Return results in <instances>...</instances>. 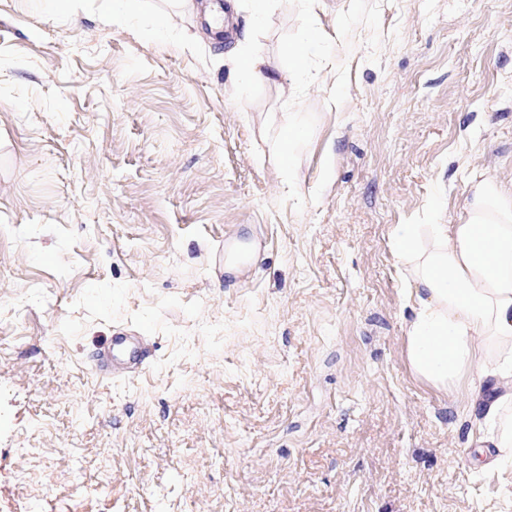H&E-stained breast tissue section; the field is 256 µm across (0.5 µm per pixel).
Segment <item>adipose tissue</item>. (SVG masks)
Listing matches in <instances>:
<instances>
[{
    "label": "adipose tissue",
    "mask_w": 512,
    "mask_h": 512,
    "mask_svg": "<svg viewBox=\"0 0 512 512\" xmlns=\"http://www.w3.org/2000/svg\"><path fill=\"white\" fill-rule=\"evenodd\" d=\"M392 249L407 271L414 311L405 328L406 360L426 385L445 390L467 374L491 380L483 424L497 455L512 454V195L492 178L473 177L454 224H396Z\"/></svg>",
    "instance_id": "obj_1"
}]
</instances>
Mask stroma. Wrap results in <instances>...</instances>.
Returning <instances> with one entry per match:
<instances>
[{"instance_id":"obj_1","label":"stroma","mask_w":512,"mask_h":512,"mask_svg":"<svg viewBox=\"0 0 512 512\" xmlns=\"http://www.w3.org/2000/svg\"><path fill=\"white\" fill-rule=\"evenodd\" d=\"M199 2L0 0V512H512L473 377L407 364L389 237L512 191V0H240L227 42ZM119 330L148 356L101 372ZM321 45V38L318 31L313 25H309L302 29L299 37L294 44H289L285 48L288 57V64L291 73H288V82L295 85L296 80L303 75L306 61L311 55L316 53ZM263 60L257 51L250 49L237 54L235 75L242 84L261 78L267 82L277 83L279 78L274 74H265L262 71ZM307 130L305 126L294 117L288 116L279 130L280 163L284 171L292 172L294 167V148L306 141Z\"/></svg>"}]
</instances>
